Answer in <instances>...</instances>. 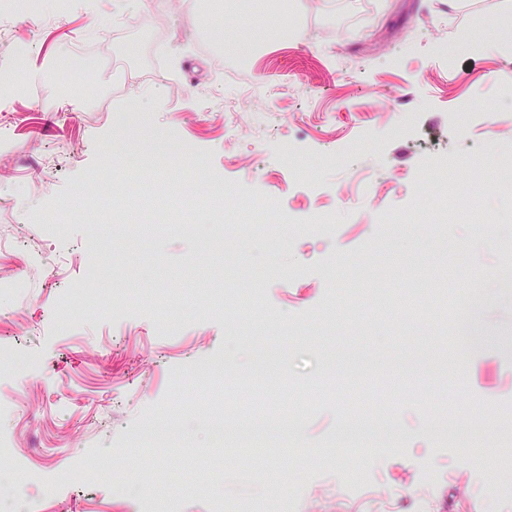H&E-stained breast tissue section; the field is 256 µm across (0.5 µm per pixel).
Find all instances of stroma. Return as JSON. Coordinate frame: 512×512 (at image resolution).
I'll return each mask as SVG.
<instances>
[{
	"instance_id": "obj_1",
	"label": "stroma",
	"mask_w": 512,
	"mask_h": 512,
	"mask_svg": "<svg viewBox=\"0 0 512 512\" xmlns=\"http://www.w3.org/2000/svg\"><path fill=\"white\" fill-rule=\"evenodd\" d=\"M38 2L9 0L0 41V69L27 48L0 86V281L18 284L0 295V468L62 479L12 492L34 512H137L148 490L173 512H214L219 494L243 512L284 495L291 512H512V195L490 165L512 144V0H285L284 40L262 39L264 0H231L224 32L251 33L245 54L215 41L212 0ZM464 26L482 38L443 53ZM85 49L139 76L111 111L67 65ZM161 181L222 184L228 210L271 198L291 221L256 238L259 208L218 237L135 210L138 233L102 222ZM472 186L482 207L436 232V200ZM320 211L330 230L309 227ZM94 273L120 283L117 312L68 306ZM460 289L483 297L474 342L442 315ZM360 360L376 384L350 376ZM218 401L230 429L250 409L287 415L295 449L210 448ZM383 406L386 438L360 416ZM169 417L178 443L144 447ZM355 442L372 454L323 452Z\"/></svg>"
}]
</instances>
